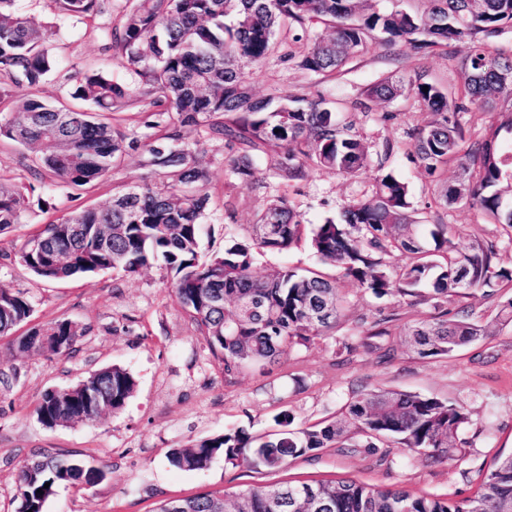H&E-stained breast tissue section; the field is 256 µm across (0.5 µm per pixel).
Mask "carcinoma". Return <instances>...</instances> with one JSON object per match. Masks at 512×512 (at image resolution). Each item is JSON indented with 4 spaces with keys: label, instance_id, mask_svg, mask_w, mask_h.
<instances>
[{
    "label": "carcinoma",
    "instance_id": "carcinoma-1",
    "mask_svg": "<svg viewBox=\"0 0 512 512\" xmlns=\"http://www.w3.org/2000/svg\"><path fill=\"white\" fill-rule=\"evenodd\" d=\"M0 0V100L12 86L37 88L60 66L48 26ZM63 19L112 14V0H52ZM132 0L119 22L108 28V48L138 78L128 86L99 69L87 71L71 93L80 106L55 105L32 95L0 114V139L27 151L31 169L47 172L70 187H85L105 177L129 149L143 148L144 167L164 180H144L123 189L102 207L75 210L43 225L22 240L14 256L45 280H63L105 270L134 275L162 261L170 286L187 318L224 371L265 370L296 348L325 337L343 317L336 277L320 269L300 273L276 270L258 276L255 254L283 251L297 243L305 224L285 195H271L256 211L248 235L209 260L199 252V228L210 196L208 174L198 142L185 141L186 128L224 140L225 163L242 180L256 165L281 153L277 175L285 181L317 170L347 176L373 174L375 191L344 208V222L327 217L311 230V247L322 264L376 297L417 296L429 290L436 313L405 326L401 342L420 358H441L487 334L469 310L448 312L444 304L459 293L458 275L490 296L512 286V267L502 264L494 243L476 242L466 250L448 238V225L416 220L408 184L373 161L356 122L345 107L323 96L272 93L256 98L253 71L270 58L297 59L298 66L330 77L372 48L391 55L405 44L423 58L434 51L453 57L451 48L466 40L470 54L458 63L462 83L443 86L421 67L408 79L385 78L365 87L354 108L368 113L410 95L435 119L408 132L413 157L430 177L455 163L467 178L445 181L438 200L448 207L462 200L495 224L512 229V109L497 113L482 131L465 137L457 119L472 106L490 111L512 94V56L489 49V40L512 28V0H423L409 13L390 0ZM322 26L326 34L295 54L291 44ZM428 91H423V87ZM136 105L161 116V133L139 136L115 123L117 114ZM33 185L0 180V235L21 223ZM398 252L406 262L390 268ZM32 305L21 290L0 287V335L26 321ZM391 313L361 320L362 343L391 335ZM87 329L70 320L35 328L19 348L69 354ZM133 376L117 366L103 368L62 392L43 394L36 409L49 426L92 424L105 410L123 409L134 392ZM280 430L255 438L245 430L174 448L169 462L205 470L219 456L233 468L278 471L323 448H375L389 441L414 456L442 459L459 429L469 422L461 406L390 389L359 392L335 419L296 427L283 413ZM106 477L75 454L43 449L18 474L17 512H43L61 485H95ZM179 512H512V454L495 457L469 494L440 497L412 494L351 478L304 479L245 484L217 495L205 492L179 500Z\"/></svg>",
    "mask_w": 512,
    "mask_h": 512
}]
</instances>
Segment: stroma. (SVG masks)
I'll return each mask as SVG.
<instances>
[{"mask_svg": "<svg viewBox=\"0 0 512 512\" xmlns=\"http://www.w3.org/2000/svg\"><path fill=\"white\" fill-rule=\"evenodd\" d=\"M18 9L52 26L62 71L38 89L40 96L64 105L78 77L91 69L109 73L114 81L133 84L119 60L104 49L103 28L109 17L57 19L51 0H19ZM415 58L401 48L397 59L375 49L355 57L344 72L324 79L292 62L270 59L250 77L252 92L264 97L325 93L355 99L365 86L389 75L409 77ZM433 118L411 99L398 97L384 110L357 114V126L371 153L393 151L388 167L406 180L421 223L442 222L458 249L477 241H492L504 265L512 266V232L490 223L477 208L461 201L452 207L437 201V184L425 177L404 148L410 130ZM200 142L208 172L210 215L201 227L206 255L224 251L227 238L245 233L267 196L287 195L305 223L316 224L340 216L349 201L370 195L371 176L349 177L321 170L303 180L283 181L269 163H262L253 180L231 175L220 139ZM143 152H126L101 181L87 188L56 183L51 176L33 179L22 147L0 140V178L35 184L22 222L0 235V285L24 291L32 304L30 318L12 335L0 336V361L13 366L8 383L0 384V512H17V477L32 453L52 448L76 454L104 468L106 478L96 486L59 488L44 512H152L166 497L219 492L242 484L268 482V475L225 466L216 459L209 469L190 471L171 466V449L190 444L225 428L240 426L262 436L275 431L274 417L288 412L295 425L308 426L332 419L353 395L362 390L395 389L434 396L464 407L470 421L457 434L454 448L442 460L402 459L394 448H326L290 460L284 477H350L370 484L402 487L413 493L452 494L474 489L480 470L496 456L512 453V325H498L496 314L512 299V288L492 298L468 289L452 297L449 310L468 308L489 324L482 340L445 358L421 359L397 347L394 359L364 347L350 353L338 350L342 338L355 334V321L366 316L398 313L394 329L429 313L430 304L409 298H378L339 280L347 303L345 317L334 335L295 349L288 360L260 373L246 370L225 377L203 340L175 299L170 276L162 264L136 275L101 271L89 276L47 282L15 260L19 243L43 224L83 208L111 200L113 193L140 183L146 171ZM308 239L285 252L257 255L254 271L263 275L284 267H316ZM58 320L85 326L72 353L19 352L17 345L33 328ZM119 366L137 382L125 407L103 413L91 425L49 427L36 414L42 395L51 389L75 386L96 371Z\"/></svg>", "mask_w": 512, "mask_h": 512, "instance_id": "stroma-1", "label": "stroma"}]
</instances>
